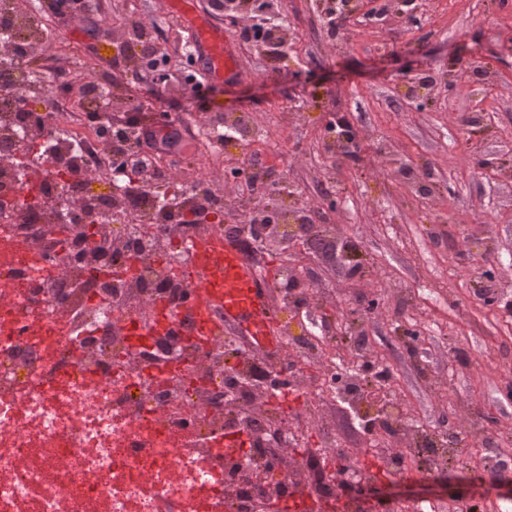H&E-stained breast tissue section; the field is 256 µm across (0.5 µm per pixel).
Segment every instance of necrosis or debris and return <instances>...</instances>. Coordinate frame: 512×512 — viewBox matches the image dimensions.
Listing matches in <instances>:
<instances>
[{"label": "necrosis or debris", "instance_id": "1", "mask_svg": "<svg viewBox=\"0 0 512 512\" xmlns=\"http://www.w3.org/2000/svg\"><path fill=\"white\" fill-rule=\"evenodd\" d=\"M35 30L17 0H0V144L16 148H0V512H268L282 500L311 512H401L366 495L377 474L343 448L337 402L370 432L383 466L412 479L447 472L461 436L512 440L468 407L449 428L418 423L371 345L352 344L349 368L338 369L336 326L308 317L335 292L288 256L273 290L279 354L254 350L216 311L203 351L174 344L170 328L186 314L175 291L189 285L196 241L218 232L224 199L167 185L130 206L128 173L103 150L111 77L70 88L60 72L39 76L29 66ZM195 135L218 152L269 139L246 113ZM236 181L248 219L239 242L260 264L256 188ZM201 206L207 220L179 223ZM97 235L107 258L92 248ZM369 362L386 373L374 399L362 387ZM274 378L294 405L276 404ZM311 434L318 447H307ZM336 455L342 470L312 481L311 459Z\"/></svg>", "mask_w": 512, "mask_h": 512}]
</instances>
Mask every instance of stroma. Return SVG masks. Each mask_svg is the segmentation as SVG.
I'll return each instance as SVG.
<instances>
[{
  "instance_id": "1",
  "label": "stroma",
  "mask_w": 512,
  "mask_h": 512,
  "mask_svg": "<svg viewBox=\"0 0 512 512\" xmlns=\"http://www.w3.org/2000/svg\"><path fill=\"white\" fill-rule=\"evenodd\" d=\"M320 2L284 0L288 58L280 71H271L265 50L242 44V77L207 82L197 99L172 93L160 100L151 81L121 74L115 83L129 104L160 107L191 126L203 113H249L270 132L267 147L235 148L220 158L201 147L186 154L180 175L204 172L229 199L237 186L225 169L251 163L269 181H287L302 204L327 211L357 241L367 274L357 288L324 274L338 298L324 316L348 321L360 297L379 299L373 341L388 346L415 415L433 426L441 410L464 402L512 426L497 368L512 361V331L499 330L496 307L475 303L480 284L463 271L471 261L468 241L479 230L512 257V0H429L413 22L392 12L374 15L382 0H356V19L334 34ZM47 3L23 6L43 17L58 41L76 45L95 74L109 72L115 50L106 33L127 15L152 25L169 52L181 53L191 38L170 0H102L101 12L71 24L47 15ZM477 67L487 80L473 78ZM428 73L443 90L409 98L408 84ZM482 109L488 127L464 125L465 114ZM334 115L346 117L360 137V162L329 149L323 129ZM404 164L424 171L432 193L400 181L396 171ZM331 200L338 211H328ZM399 281L412 290L408 320L428 340L416 362L389 347L399 307L387 286ZM423 368L446 378L445 403L421 382Z\"/></svg>"
}]
</instances>
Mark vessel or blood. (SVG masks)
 Masks as SVG:
<instances>
[{
    "label": "vessel or blood",
    "mask_w": 512,
    "mask_h": 512,
    "mask_svg": "<svg viewBox=\"0 0 512 512\" xmlns=\"http://www.w3.org/2000/svg\"><path fill=\"white\" fill-rule=\"evenodd\" d=\"M191 32L197 63L207 79L240 76L238 52L227 32L205 18L193 22ZM187 277L208 283L192 298L198 335H209L205 314L218 308L225 327L252 348L268 355L279 352L281 325L271 299L272 278L260 275L236 240L221 233L200 240L193 248Z\"/></svg>",
    "instance_id": "vessel-or-blood-1"
}]
</instances>
